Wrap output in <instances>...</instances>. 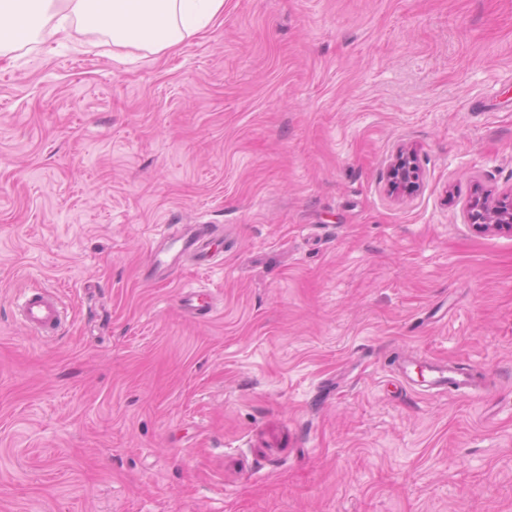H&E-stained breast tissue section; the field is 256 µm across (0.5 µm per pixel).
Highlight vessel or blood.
Segmentation results:
<instances>
[{"mask_svg": "<svg viewBox=\"0 0 512 512\" xmlns=\"http://www.w3.org/2000/svg\"><path fill=\"white\" fill-rule=\"evenodd\" d=\"M221 254V241L207 224L190 225L180 237L162 236L152 241L149 247L147 273L150 277H169L191 261L202 266L215 262ZM179 303L190 318H208L213 307L203 291L193 288L183 290ZM23 325L31 334L45 335L57 332L61 326L62 308L54 290L33 285L17 300ZM423 364L429 372L428 382L432 387L442 388L463 396L476 394L478 380L470 373L457 369L455 363L435 358H424Z\"/></svg>", "mask_w": 512, "mask_h": 512, "instance_id": "vessel-or-blood-1", "label": "vessel or blood"}]
</instances>
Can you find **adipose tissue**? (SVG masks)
Here are the masks:
<instances>
[{"instance_id":"ef3b65f1","label":"adipose tissue","mask_w":512,"mask_h":512,"mask_svg":"<svg viewBox=\"0 0 512 512\" xmlns=\"http://www.w3.org/2000/svg\"><path fill=\"white\" fill-rule=\"evenodd\" d=\"M0 0V56L13 45L11 33L26 24L30 36L78 47L88 30L108 34L118 47L150 54L171 51L207 30L224 13V0Z\"/></svg>"}]
</instances>
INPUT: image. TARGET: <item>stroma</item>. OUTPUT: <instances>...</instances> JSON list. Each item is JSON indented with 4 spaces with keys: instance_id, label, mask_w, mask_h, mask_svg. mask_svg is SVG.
I'll use <instances>...</instances> for the list:
<instances>
[{
    "instance_id": "obj_1",
    "label": "stroma",
    "mask_w": 512,
    "mask_h": 512,
    "mask_svg": "<svg viewBox=\"0 0 512 512\" xmlns=\"http://www.w3.org/2000/svg\"><path fill=\"white\" fill-rule=\"evenodd\" d=\"M477 193L512 196V0H224L166 54L19 43L0 512H512V231L473 228ZM161 224L213 225L222 264L145 280ZM36 282L56 335L15 315ZM408 350L481 395L400 386ZM416 154L412 149H399L389 166L387 181L391 193L409 194L417 187L419 179ZM179 303L184 313L196 320L208 318L214 311L208 295L194 288L184 289L180 293Z\"/></svg>"
}]
</instances>
